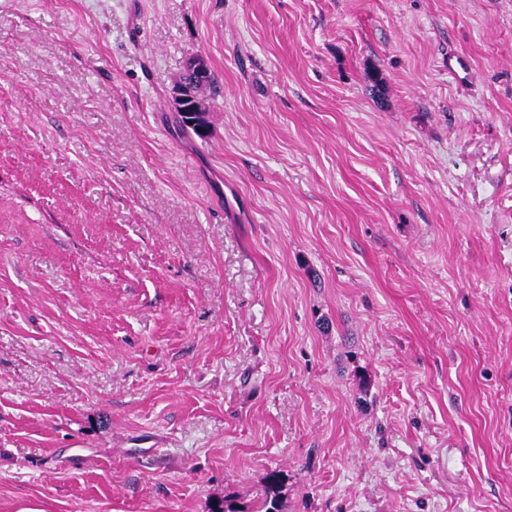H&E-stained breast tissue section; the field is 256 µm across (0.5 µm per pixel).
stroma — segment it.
<instances>
[{"mask_svg":"<svg viewBox=\"0 0 512 512\" xmlns=\"http://www.w3.org/2000/svg\"><path fill=\"white\" fill-rule=\"evenodd\" d=\"M273 471L512 512V0H0V512ZM192 96L190 95V90L182 86L179 90L178 96L175 99V103L179 108H186L190 112H180L179 113V122L183 128V130L188 134H193L197 136H202L199 132V115L202 116V123L206 125V120L203 112H206L202 107V104L199 101H191ZM192 102L190 105H186V103ZM198 112L199 115L196 113Z\"/></svg>","mask_w":512,"mask_h":512,"instance_id":"1","label":"stroma"}]
</instances>
